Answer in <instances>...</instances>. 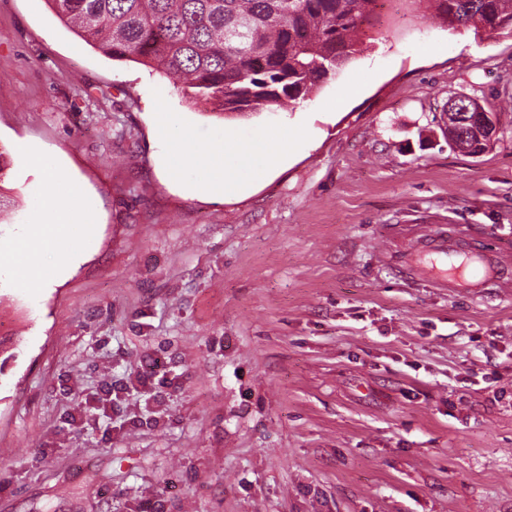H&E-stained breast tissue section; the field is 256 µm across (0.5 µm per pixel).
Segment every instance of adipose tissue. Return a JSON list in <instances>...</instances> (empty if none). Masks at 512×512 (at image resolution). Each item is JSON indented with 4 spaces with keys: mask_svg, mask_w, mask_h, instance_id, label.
I'll return each instance as SVG.
<instances>
[{
    "mask_svg": "<svg viewBox=\"0 0 512 512\" xmlns=\"http://www.w3.org/2000/svg\"><path fill=\"white\" fill-rule=\"evenodd\" d=\"M289 145L288 132L284 129L250 145L225 137L198 153L194 162L209 173L207 191L220 195L227 187L242 188L272 172L287 157ZM31 234L57 252L59 263L52 270H42L19 247L10 256L1 258L0 266L10 268L18 287L40 290L50 287L83 252L86 238L76 234L70 213L57 211L35 224Z\"/></svg>",
    "mask_w": 512,
    "mask_h": 512,
    "instance_id": "obj_1",
    "label": "adipose tissue"
}]
</instances>
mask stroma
<instances>
[{
	"mask_svg": "<svg viewBox=\"0 0 512 512\" xmlns=\"http://www.w3.org/2000/svg\"><path fill=\"white\" fill-rule=\"evenodd\" d=\"M364 29L294 111L221 115L0 0V254L48 209L19 143L96 212L52 287L0 288V512H512V292L436 287L404 244L446 224L512 250V32L412 0ZM455 94L497 114L483 154L448 145ZM282 126L244 191L165 163L185 129L198 153Z\"/></svg>",
	"mask_w": 512,
	"mask_h": 512,
	"instance_id": "obj_1",
	"label": "stroma"
}]
</instances>
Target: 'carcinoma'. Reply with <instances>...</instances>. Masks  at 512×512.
<instances>
[{
  "mask_svg": "<svg viewBox=\"0 0 512 512\" xmlns=\"http://www.w3.org/2000/svg\"><path fill=\"white\" fill-rule=\"evenodd\" d=\"M82 40L178 79L224 113L294 110L361 52L375 0H48ZM455 32L512 30V0H412ZM448 140L487 148L486 109L450 98Z\"/></svg>",
  "mask_w": 512,
  "mask_h": 512,
  "instance_id": "1",
  "label": "carcinoma"
}]
</instances>
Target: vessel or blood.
<instances>
[{
  "mask_svg": "<svg viewBox=\"0 0 512 512\" xmlns=\"http://www.w3.org/2000/svg\"><path fill=\"white\" fill-rule=\"evenodd\" d=\"M430 247L442 262L441 267L433 268L432 273L446 288H498L512 289V278L503 276V262L493 245L476 246L470 252H463L458 239L432 231L428 241L410 239L408 251L412 256H420L423 247Z\"/></svg>",
  "mask_w": 512,
  "mask_h": 512,
  "instance_id": "obj_1",
  "label": "vessel or blood"
}]
</instances>
